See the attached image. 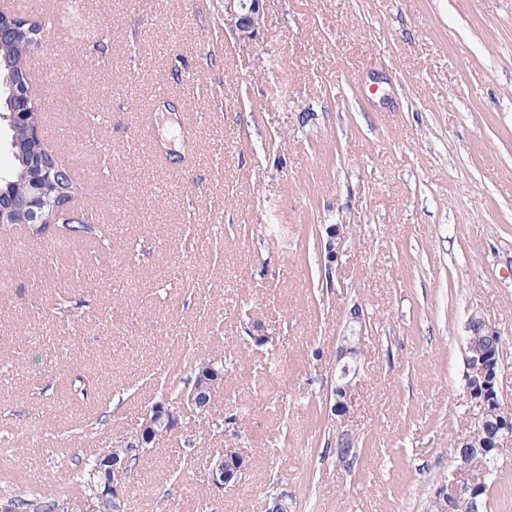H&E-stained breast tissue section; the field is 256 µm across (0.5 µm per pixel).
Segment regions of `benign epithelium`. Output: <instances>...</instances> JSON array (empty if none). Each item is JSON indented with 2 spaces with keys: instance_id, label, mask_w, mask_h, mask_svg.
<instances>
[{
  "instance_id": "benign-epithelium-1",
  "label": "benign epithelium",
  "mask_w": 512,
  "mask_h": 512,
  "mask_svg": "<svg viewBox=\"0 0 512 512\" xmlns=\"http://www.w3.org/2000/svg\"><path fill=\"white\" fill-rule=\"evenodd\" d=\"M224 33L235 44L251 46L263 29L266 6L269 0H223ZM27 20L11 15L0 16V43L22 41L27 38ZM7 102L9 112L0 114V121L6 122L14 132L23 131L33 139L41 140L39 116L42 100L32 83L11 80L8 83ZM65 171L49 167L46 171H35L26 177V189L16 198H0V229L9 228L15 223V214L22 213L30 224L47 223V213L53 200L58 181ZM349 225L330 224L322 240L321 256L328 268H333L346 251L349 238ZM366 330V319L360 304H353L346 313V324L336 349V360L330 377L329 395L333 404L329 405L333 421L336 423V437L351 439L354 433L345 425L350 413L351 393L359 375L361 343ZM472 376L467 387L468 397L478 408V416L473 427L460 438L466 452L456 458L457 469L471 471L476 461L489 454L512 446V412L505 409L499 398L496 357L483 351L472 356ZM224 384V372L211 369L197 376L194 385L181 396L182 404L201 409L207 407L208 397L216 393ZM176 414L166 403L160 402L146 414L139 432L128 440L134 449L160 437L164 430L175 427ZM249 461L237 448H226L224 453L214 456L209 463L211 489L222 491L224 487L238 481V477L248 467ZM99 470L107 487L106 499L112 503V512H122V487L129 473V456L104 455L99 462ZM485 484V476L476 475L468 486L469 497L463 501L466 512H478L479 495Z\"/></svg>"
}]
</instances>
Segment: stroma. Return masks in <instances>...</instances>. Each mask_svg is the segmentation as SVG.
I'll use <instances>...</instances> for the list:
<instances>
[{
	"label": "stroma",
	"instance_id": "stroma-1",
	"mask_svg": "<svg viewBox=\"0 0 512 512\" xmlns=\"http://www.w3.org/2000/svg\"><path fill=\"white\" fill-rule=\"evenodd\" d=\"M83 9L104 50L48 32L35 88L46 115L61 86L82 103L72 134L42 137L83 164L75 208L112 245L0 234V501L54 492L211 357L223 388L132 469L124 512H265L272 491L290 512H432L474 423L472 314L502 336L512 409V0H269L245 49L221 0ZM331 224L352 235L318 280ZM355 303L348 467L327 451L325 381ZM78 377L94 384L73 399ZM231 445L249 468L213 493L206 461ZM488 468L479 512H512V447Z\"/></svg>",
	"mask_w": 512,
	"mask_h": 512
}]
</instances>
